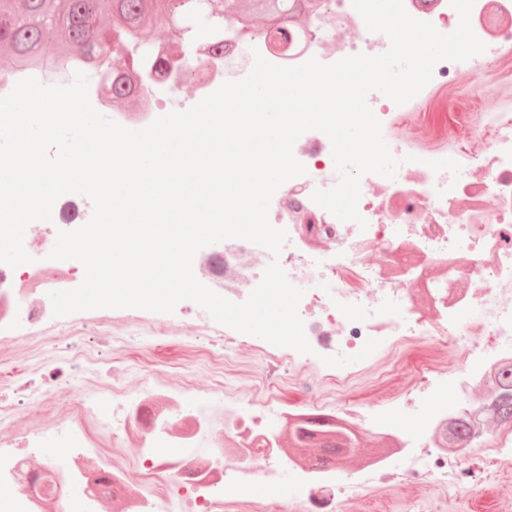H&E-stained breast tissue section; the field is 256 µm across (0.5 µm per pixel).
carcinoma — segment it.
I'll use <instances>...</instances> for the list:
<instances>
[{
    "label": "carcinoma",
    "mask_w": 512,
    "mask_h": 512,
    "mask_svg": "<svg viewBox=\"0 0 512 512\" xmlns=\"http://www.w3.org/2000/svg\"><path fill=\"white\" fill-rule=\"evenodd\" d=\"M293 11L290 0H169L166 9L156 0H5L0 3V44L11 46L10 53L0 55V76L16 73L52 71L58 61H81L96 65L107 51H112V69L125 72V80L112 81V98L119 105L135 91L134 78L140 73V60L157 52L150 44L142 46L139 33L159 24L172 25L175 38L195 45L193 20H206L210 38L222 45L227 38L245 39L253 32L257 17L268 30L283 32L282 26ZM103 12L112 17V27L98 26ZM233 14L237 26L227 29L224 17ZM57 25L59 37L47 45L41 31ZM491 415L503 422L512 421V376L502 379L495 390ZM330 442L326 448H359V437L351 430L328 426L321 430Z\"/></svg>",
    "instance_id": "obj_1"
}]
</instances>
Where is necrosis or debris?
Segmentation results:
<instances>
[{
  "mask_svg": "<svg viewBox=\"0 0 512 512\" xmlns=\"http://www.w3.org/2000/svg\"><path fill=\"white\" fill-rule=\"evenodd\" d=\"M315 19L289 29L287 38L261 32L246 42L228 41L208 60V75L197 86L206 97L223 83L247 75L255 56L278 66L309 59L331 64L357 55H379L390 46L382 33L369 31L352 0H319ZM413 18L453 32L458 17L450 0H403ZM473 32L486 49L464 61H442L431 81L413 99L395 104L380 92L368 102L382 125L392 155L401 164L395 179L365 175L358 201L360 222L342 221L317 205L315 190L337 182L330 139L311 130L293 147L306 172L281 185L272 197L269 220L287 231L280 254L242 239H228L215 250L196 253L199 282L235 302H244L265 269L279 261L288 280L303 289L298 314L311 353L287 357L263 352L259 386L246 398L224 391V361L242 345L234 330L212 318L189 326L186 336L205 343L201 361L206 383L194 374L186 388L198 390L196 404L166 421L160 406L162 378H144L136 396L123 382L108 381L87 331L111 335V360L128 375L127 343L166 338L173 329L163 318L142 312L114 316L112 309L75 318L53 314L51 292L71 289L72 274L54 264L39 268L0 264V367L24 363L40 376L36 385L12 383L0 394V512H15L24 499L28 512H112L125 499L128 512H153L174 486L186 487L191 512H275L278 500L301 501L307 512H336L339 502L368 491L389 490L407 479L452 493L470 478L489 485L502 477L500 455L512 452V423L490 415L488 402L499 379L512 370V108L482 112L476 96L461 91L466 72L484 78L512 76V0H474ZM354 37L334 41L337 27ZM187 75L174 67L148 68L141 87L152 108L116 112L119 125L148 126L155 111L178 102ZM452 159L459 178L434 172L430 161ZM438 340L453 346L457 365L447 378L426 369L411 381L403 403L420 408L425 429L419 444L403 430L365 424L378 450L357 470L338 466L309 474L297 456L280 470L269 456L250 463L212 452L218 434L233 432L237 447L260 438L274 414L278 372L289 379L312 376L340 392L375 362L393 367L406 348ZM453 403L438 398L442 389ZM467 423L468 434L452 431ZM142 435L126 456L113 455L129 430ZM59 433V450L43 449L47 434ZM181 444L187 453L177 471L154 455ZM234 469L229 486H212L218 465ZM142 491L132 494L131 481ZM269 485L271 501L253 503L254 482Z\"/></svg>",
  "mask_w": 512,
  "mask_h": 512,
  "instance_id": "4bbe7bcc",
  "label": "necrosis or debris"
}]
</instances>
